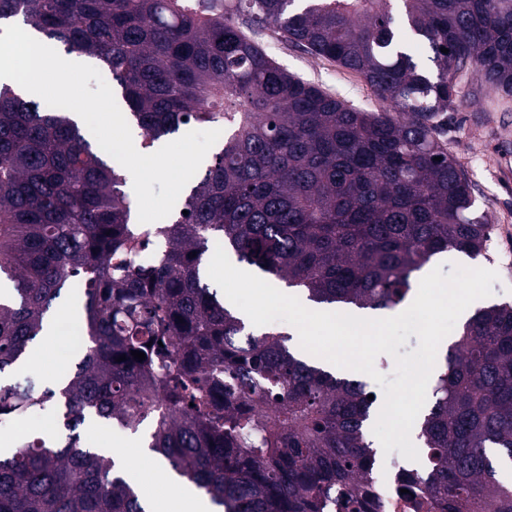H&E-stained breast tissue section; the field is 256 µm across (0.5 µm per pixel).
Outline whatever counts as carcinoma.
<instances>
[{
    "instance_id": "obj_1",
    "label": "carcinoma",
    "mask_w": 512,
    "mask_h": 512,
    "mask_svg": "<svg viewBox=\"0 0 512 512\" xmlns=\"http://www.w3.org/2000/svg\"><path fill=\"white\" fill-rule=\"evenodd\" d=\"M14 21L107 70L145 145L191 123L224 140L188 215L151 227L164 257L130 273L112 265L138 244L123 170L62 109L0 86V374L75 277L88 338L54 387L0 382V412L55 405L67 431L0 451V512H145L115 458L81 447L88 416L150 423L148 447L220 512L365 501L366 385L248 326L203 260L220 243L326 308L392 310L435 256H478L490 225L448 153V113L468 71L512 93V0H0V22ZM252 27L359 73L383 107L290 73ZM432 397L417 434L425 469L407 485L449 512H512L491 457L512 461V305L472 314Z\"/></svg>"
}]
</instances>
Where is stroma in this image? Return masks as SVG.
Segmentation results:
<instances>
[{
    "mask_svg": "<svg viewBox=\"0 0 512 512\" xmlns=\"http://www.w3.org/2000/svg\"><path fill=\"white\" fill-rule=\"evenodd\" d=\"M253 38L269 57L298 77L354 105L381 108V101L361 76L287 43L273 29L256 30ZM457 90V107L448 115V151L465 172L476 212L486 215L491 232L481 255L444 261L441 271L450 273L456 264L496 271L493 293L483 303L512 305V181L502 177L504 167L512 168V95L472 73L458 78ZM75 352V343L68 339L51 345L46 338H39L27 360L7 371L5 377L15 381L34 374L43 383H55L70 374ZM78 431L83 447L119 450L125 477L140 500L162 505L167 490L153 479L155 455L143 449L144 431L119 433L111 425L90 419Z\"/></svg>",
    "mask_w": 512,
    "mask_h": 512,
    "instance_id": "1",
    "label": "stroma"
}]
</instances>
